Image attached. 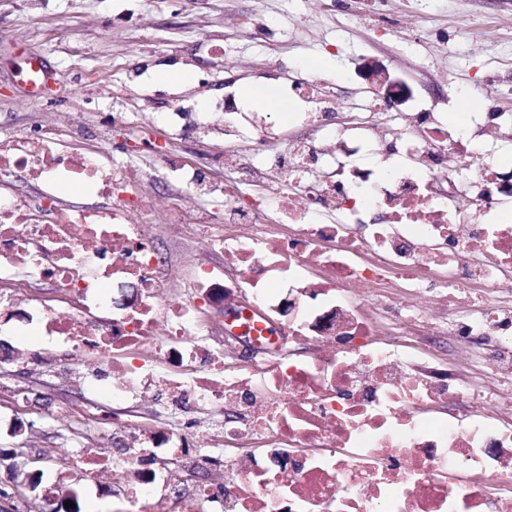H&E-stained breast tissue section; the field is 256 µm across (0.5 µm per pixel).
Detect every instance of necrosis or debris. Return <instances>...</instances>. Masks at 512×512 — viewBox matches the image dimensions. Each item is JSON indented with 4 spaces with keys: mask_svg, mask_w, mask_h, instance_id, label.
<instances>
[{
    "mask_svg": "<svg viewBox=\"0 0 512 512\" xmlns=\"http://www.w3.org/2000/svg\"><path fill=\"white\" fill-rule=\"evenodd\" d=\"M319 83L306 72L289 86L312 137L284 143L256 122L260 158L225 152L222 185L169 147L154 150L163 169L181 172L186 198L224 200L192 216L179 198L167 216L168 229L224 255L198 292L231 310L246 288L268 316L284 317L288 339L313 346L285 363L248 313L237 326L256 341L252 360L232 364L228 346L207 343L194 302H161L141 171L95 151L58 152L52 123L35 138L0 135V305L21 301L29 278H47L54 295L24 318L71 362L94 360L83 389L116 403L157 393L173 414L189 404L221 414L201 430L92 412L126 444L125 463L105 447L86 460L97 474H134L122 512H512V224L498 221L512 180L491 163L472 173L482 143L442 113H412L413 132L396 136L383 123L388 102L341 118ZM214 109L204 134L241 139L235 99ZM33 176L44 186L37 200L11 191ZM65 181L109 206L65 208L55 194ZM105 278L134 281L135 301L106 308ZM389 319L393 337L378 339ZM444 332L454 338L449 369L431 342ZM203 439L225 451L223 487L175 501L162 492L174 472L138 465L143 453L212 463Z\"/></svg>",
    "mask_w": 512,
    "mask_h": 512,
    "instance_id": "necrosis-or-debris-1",
    "label": "necrosis or debris"
}]
</instances>
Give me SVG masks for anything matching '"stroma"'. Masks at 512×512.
I'll use <instances>...</instances> for the list:
<instances>
[{
  "instance_id": "35a3bbf8",
  "label": "stroma",
  "mask_w": 512,
  "mask_h": 512,
  "mask_svg": "<svg viewBox=\"0 0 512 512\" xmlns=\"http://www.w3.org/2000/svg\"><path fill=\"white\" fill-rule=\"evenodd\" d=\"M0 130L36 134L57 121L63 152L97 151L150 174L148 204L164 222L179 186L141 143H168L185 160L218 157L220 140L179 135L159 116L181 96L238 98L242 111L270 117L294 138L300 124L287 120L302 104L287 85L297 71L318 67L331 79L336 106L345 110L371 84L358 71L367 57L380 60L411 88L413 98L440 95L449 122L460 114L453 99L465 93L467 111L486 113L488 98L512 113V0H0ZM40 57L53 77L51 89L34 99L18 71L26 57ZM140 71L130 81L129 67ZM188 70L196 81L183 86L157 80V71ZM267 89L286 102V112L240 98L243 84ZM79 128V137L69 136ZM173 272L163 285V303L188 297L189 266L223 264L173 231L154 240ZM18 309L0 307V383L19 387L23 409L0 402V512H45L56 490L55 476L67 477L77 512H119L123 486L99 480L79 462L104 436L86 418L89 406L140 424L170 422L155 399L112 404L56 378L64 348L44 352L36 363L18 360L21 341L37 346L35 326L25 336L13 328ZM177 476L166 495L177 498L198 483L220 484L222 467L198 468L170 458Z\"/></svg>"
}]
</instances>
